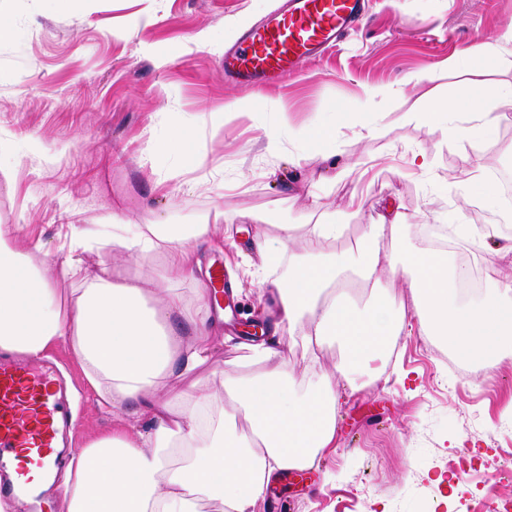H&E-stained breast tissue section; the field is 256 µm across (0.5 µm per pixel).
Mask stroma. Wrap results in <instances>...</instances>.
Segmentation results:
<instances>
[{
	"instance_id": "35a3bbf8",
	"label": "stroma",
	"mask_w": 512,
	"mask_h": 512,
	"mask_svg": "<svg viewBox=\"0 0 512 512\" xmlns=\"http://www.w3.org/2000/svg\"><path fill=\"white\" fill-rule=\"evenodd\" d=\"M279 0H77L55 12L48 0H11L16 37L0 45V141L22 162L0 174V222L20 225L22 238L41 243L56 261L67 255L75 224L123 220L198 224L224 212V247L200 254L198 280L177 283L184 297L207 284L222 267L235 289L233 306L215 329L209 360L188 378L171 382L176 393L213 373L235 372L246 361L250 340L245 323L275 321L268 285L285 278L287 264L264 268L253 246L256 235L278 224H303L311 216V182L330 177L321 195L347 228L336 246L356 247L362 227L376 223L396 202L408 224L399 248L425 247L423 228L445 239L455 223L456 185L469 171L512 169V111L501 113L480 152L444 145L437 132L391 126L382 140L359 143L340 137L336 147L366 176L334 179L319 158L297 162L299 146L287 139L269 143L274 106L287 110L291 125L313 117H335L340 106L386 85L396 109L419 88L408 75L446 67L465 57L477 41L496 38L512 20V0H365L356 28L322 59L302 62L297 72L265 86L227 82L224 49L242 29L272 13ZM122 35H113V27ZM210 36L208 46L193 42ZM241 99L249 110L231 123L209 126L210 113L226 100ZM199 120L187 129L196 170L178 173L173 159L150 152L184 115ZM39 141L54 160L28 156ZM424 153L430 173L409 174L405 154ZM223 166L225 180L246 179L239 189H218L204 177ZM456 264H474L484 287L512 274V253L496 244L468 252L449 251ZM88 267L106 261L113 275L150 281L157 256L114 255L111 247L86 254ZM388 300L406 314L405 328L371 373L355 386L336 379L341 397L336 445L326 450L305 480L278 479L253 512H479L483 504L512 492V363H473L424 335L403 274L384 272ZM66 387L72 428L61 459L93 435L111 432L119 417L101 412L66 344L47 352ZM461 483L452 492L451 482Z\"/></svg>"
}]
</instances>
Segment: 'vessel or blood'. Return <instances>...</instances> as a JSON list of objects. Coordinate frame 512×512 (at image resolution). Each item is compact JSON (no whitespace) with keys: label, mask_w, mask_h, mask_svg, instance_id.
Segmentation results:
<instances>
[{"label":"vessel or blood","mask_w":512,"mask_h":512,"mask_svg":"<svg viewBox=\"0 0 512 512\" xmlns=\"http://www.w3.org/2000/svg\"><path fill=\"white\" fill-rule=\"evenodd\" d=\"M363 0H290L260 27L245 31L224 53V72L241 85L290 76L320 55L362 17ZM69 412L49 373L22 357H0V459L27 452L51 467L64 444Z\"/></svg>","instance_id":"1"}]
</instances>
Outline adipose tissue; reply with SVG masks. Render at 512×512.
Returning a JSON list of instances; mask_svg holds the SVG:
<instances>
[{"instance_id":"1","label":"adipose tissue","mask_w":512,"mask_h":512,"mask_svg":"<svg viewBox=\"0 0 512 512\" xmlns=\"http://www.w3.org/2000/svg\"><path fill=\"white\" fill-rule=\"evenodd\" d=\"M511 52L512 21L472 47L471 65L449 60L452 96L424 93L397 123L478 149L499 110H512V83L476 82L471 66L493 69ZM388 96L384 86L366 90L340 109L337 122L318 119L301 128L280 117L268 138L288 137L329 160L337 155L339 128L355 141L386 136L384 119L365 113L368 100ZM399 226L396 219L365 225L360 245L340 250L344 227L326 210L317 223L281 224L275 235L256 238L267 264L289 260L287 279L274 283L278 327L342 353L321 384L298 390L276 343L261 342L250 346L254 371L222 373L219 389L194 384L165 398L161 392L174 378L194 372L211 353L207 289H196L189 304L172 285L194 278L199 250L218 242L220 225L86 224L73 228L69 254L57 265L40 245L20 243L18 225L0 224V349L37 359L67 342L102 411L126 420L139 416L141 405L151 410L136 435L93 437L72 457L61 485L66 512H253L275 474L313 467L336 441L335 378L368 368L404 328L405 315L393 310L381 281L384 263L396 255ZM106 244L117 253L162 257L153 290L114 278L105 261L89 270L82 253ZM399 255L423 332L448 340L466 358L512 360V277L464 300L457 285L466 269L449 267L436 253ZM350 273L370 289L366 305L343 290Z\"/></svg>"}]
</instances>
